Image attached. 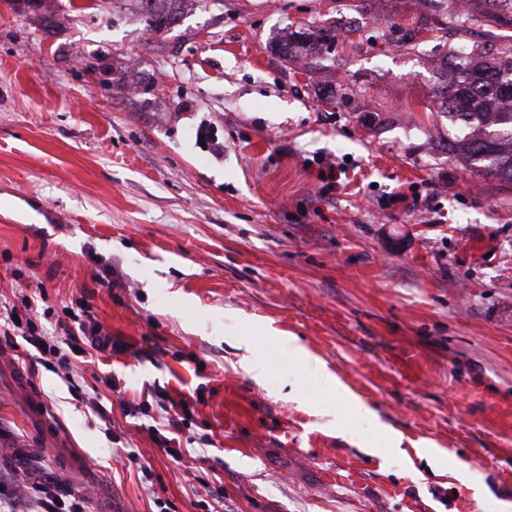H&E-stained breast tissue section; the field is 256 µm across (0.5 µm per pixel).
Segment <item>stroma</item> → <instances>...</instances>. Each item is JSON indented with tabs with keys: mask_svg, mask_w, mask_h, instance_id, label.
<instances>
[{
	"mask_svg": "<svg viewBox=\"0 0 512 512\" xmlns=\"http://www.w3.org/2000/svg\"><path fill=\"white\" fill-rule=\"evenodd\" d=\"M421 11L186 0L152 32L137 0H0V314L46 296L82 347L66 372L0 335L1 469L23 449L91 512H512V184L439 147L425 100L460 42ZM335 24L352 42L281 56ZM181 400L201 466L154 436Z\"/></svg>",
	"mask_w": 512,
	"mask_h": 512,
	"instance_id": "1",
	"label": "stroma"
}]
</instances>
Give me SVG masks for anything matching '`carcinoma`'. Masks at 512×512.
<instances>
[{
    "label": "carcinoma",
    "mask_w": 512,
    "mask_h": 512,
    "mask_svg": "<svg viewBox=\"0 0 512 512\" xmlns=\"http://www.w3.org/2000/svg\"><path fill=\"white\" fill-rule=\"evenodd\" d=\"M180 0H141L147 29L160 31L181 15ZM437 6L420 22L430 32L455 25L460 40L471 35L474 25L500 31L509 43L498 50L487 42H470L466 61H445L427 101V111L448 119V139L443 149L450 157H463L474 169L502 183L512 184V0H468V23L458 24L457 0H434ZM336 35L320 29L317 38L300 34L287 39L284 56L314 53L330 48Z\"/></svg>",
    "instance_id": "1"
}]
</instances>
